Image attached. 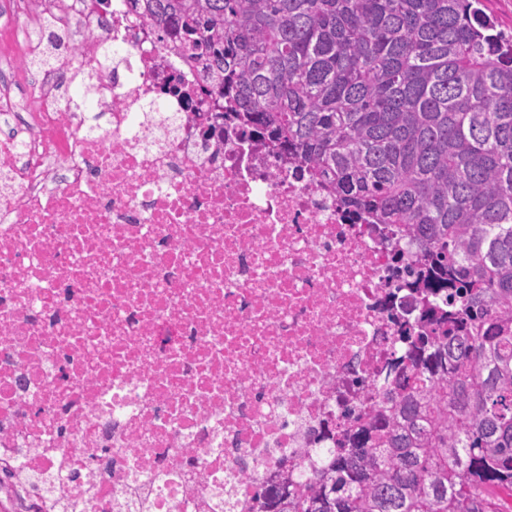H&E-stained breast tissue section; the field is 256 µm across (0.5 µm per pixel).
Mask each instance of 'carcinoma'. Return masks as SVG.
<instances>
[{
  "label": "carcinoma",
  "mask_w": 512,
  "mask_h": 512,
  "mask_svg": "<svg viewBox=\"0 0 512 512\" xmlns=\"http://www.w3.org/2000/svg\"><path fill=\"white\" fill-rule=\"evenodd\" d=\"M210 95L339 202L416 236L452 328L262 512H512V39L479 0H132Z\"/></svg>",
  "instance_id": "1"
}]
</instances>
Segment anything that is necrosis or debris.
<instances>
[{"label": "necrosis or debris", "mask_w": 512, "mask_h": 512, "mask_svg": "<svg viewBox=\"0 0 512 512\" xmlns=\"http://www.w3.org/2000/svg\"><path fill=\"white\" fill-rule=\"evenodd\" d=\"M0 16V506L258 512L372 421L419 325L402 225L225 111L129 0ZM118 50L107 61V50ZM94 75L95 110L64 102Z\"/></svg>", "instance_id": "obj_1"}]
</instances>
